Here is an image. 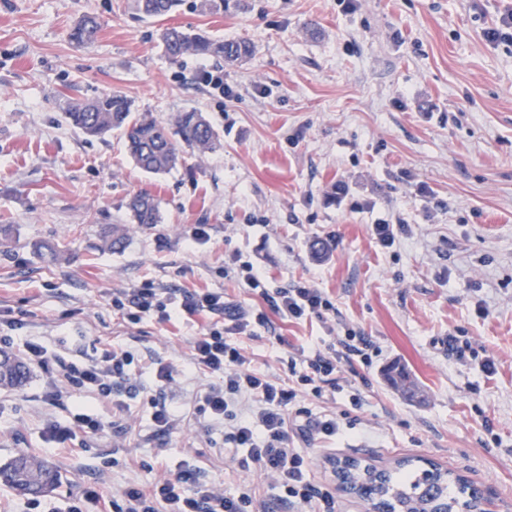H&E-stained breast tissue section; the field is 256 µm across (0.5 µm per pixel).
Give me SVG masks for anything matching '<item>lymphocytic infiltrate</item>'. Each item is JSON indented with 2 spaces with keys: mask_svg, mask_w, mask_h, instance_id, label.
Here are the masks:
<instances>
[{
  "mask_svg": "<svg viewBox=\"0 0 512 512\" xmlns=\"http://www.w3.org/2000/svg\"><path fill=\"white\" fill-rule=\"evenodd\" d=\"M235 274L268 304V312L241 310L226 301L223 293L207 289L177 300L148 285L113 297L112 305L131 323L150 309L172 324L197 314L222 317L221 325L204 328L191 346V368L216 377L215 383L201 391L196 415L210 425L223 427L225 447L243 449L240 468L256 466L265 472L279 489L278 500L285 512H336L334 495L311 484L307 455L289 447L288 434L297 431L308 443L339 434L336 414L315 413L302 405L301 397L307 392L317 398L343 393L337 376L341 359L347 353L362 355L363 349L339 338L315 350L296 349L288 355L291 378L287 381L253 370L236 336L246 334L254 325L267 324L272 312L291 321L315 318L325 323L334 306L309 281L268 289L264 273L247 260L236 264ZM19 352L28 364L55 371V382L43 393L48 403H58L65 395L71 399L68 420L50 421L44 428L43 440L56 452L68 451L77 435L105 429L103 418L84 401L88 394L110 402L113 416L119 417L125 411L126 397L146 393L154 425L168 431L176 424L177 408L161 392L173 379L172 365H159L152 383L147 384L131 371L133 353L120 347L103 348L91 358L68 360L46 344L28 340ZM88 503L94 512H265L248 488L224 492L208 482L200 470L187 465L150 485L130 484L109 497L95 488H85L81 497L71 500L67 512H84Z\"/></svg>",
  "mask_w": 512,
  "mask_h": 512,
  "instance_id": "f902f5d3",
  "label": "lymphocytic infiltrate"
}]
</instances>
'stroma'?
Instances as JSON below:
<instances>
[{"label":"stroma","instance_id":"stroma-1","mask_svg":"<svg viewBox=\"0 0 512 512\" xmlns=\"http://www.w3.org/2000/svg\"><path fill=\"white\" fill-rule=\"evenodd\" d=\"M510 6L225 0L214 14L184 0L162 20L139 14L135 0H0V336L88 355L111 343L132 351L134 372L146 376L172 363L165 395L183 417L158 432L145 395L130 398L121 430L52 455L63 481L38 512H60L86 485L108 496L184 461L224 491L250 486L281 512L270 479L241 469L223 428L193 414L212 378L185 367L207 317L171 324L151 311L132 325L112 305L149 283L180 295L209 288L267 310L225 275L237 254L262 266L269 287L315 280L336 308L327 326L271 315L244 342L258 369L287 378L290 349L321 346L332 332L371 343L368 361L352 358L340 373L361 407L309 450V478L334 492L337 512H366L338 489L341 457L380 468L432 461L480 486L495 512H512V51L484 38ZM85 16L101 27L77 48L68 33ZM165 24L243 39L253 52L233 65H173L158 43ZM203 66L223 73L229 95L200 82ZM112 91L161 120L202 112L220 143L146 173L119 133L90 139L63 115L66 97ZM144 190L160 204L150 227L126 208ZM381 219L405 226L388 248L372 234ZM116 224L128 234L112 251ZM196 224L208 225L206 243L190 240ZM487 359L490 375L480 368ZM393 363L411 373L421 401L385 380ZM52 380L33 368L22 387H0V464L43 447L46 420L67 419L69 400L42 399Z\"/></svg>","mask_w":512,"mask_h":512}]
</instances>
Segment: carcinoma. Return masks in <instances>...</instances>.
Segmentation results:
<instances>
[{
  "label": "carcinoma",
  "mask_w": 512,
  "mask_h": 512,
  "mask_svg": "<svg viewBox=\"0 0 512 512\" xmlns=\"http://www.w3.org/2000/svg\"><path fill=\"white\" fill-rule=\"evenodd\" d=\"M179 0H137V9L147 17H166L176 11ZM100 23L93 17L81 19L69 34L70 42L83 47L92 42ZM158 40L164 55L179 63L187 55L214 57L227 63H239L250 56L252 48L244 40H222L209 33L167 26L160 29ZM68 120L90 137L103 138L119 131L126 152L143 171L163 174L179 163L181 148L198 152L214 149L218 134L205 118L194 110L177 113L172 122L159 121L146 113H136L125 95L110 92L91 101L72 98L67 101ZM127 208L133 223H160L159 203L151 193L134 195ZM27 378L24 365L15 358L0 354V385L19 387ZM394 386L402 394L413 396L415 384L405 373L391 375ZM409 459L399 460L391 469H379L356 461L349 468L335 463L336 475L349 490L371 500L376 512H427L423 506L438 500L447 512L475 506L476 493L459 476L436 466L413 469ZM62 481L60 472L41 456L20 453L0 466V485L15 492L43 495L53 491Z\"/></svg>",
  "instance_id": "carcinoma-1"
}]
</instances>
